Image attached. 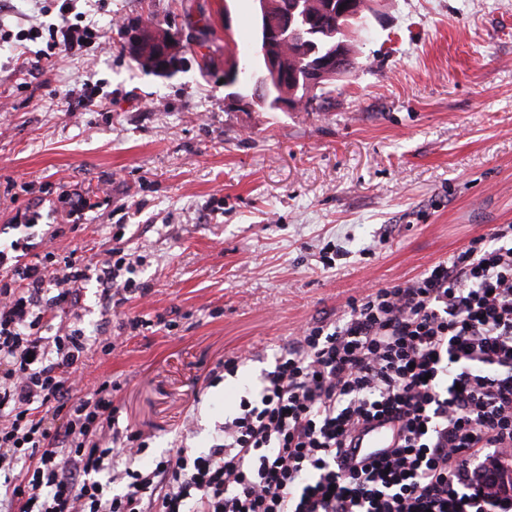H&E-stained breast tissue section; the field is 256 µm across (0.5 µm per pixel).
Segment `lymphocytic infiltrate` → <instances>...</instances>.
Masks as SVG:
<instances>
[{
  "label": "lymphocytic infiltrate",
  "instance_id": "f902f5d3",
  "mask_svg": "<svg viewBox=\"0 0 512 512\" xmlns=\"http://www.w3.org/2000/svg\"><path fill=\"white\" fill-rule=\"evenodd\" d=\"M92 33L49 26L38 58ZM0 266V512H512L484 472L512 460V224L307 326L210 448L149 469L117 384L83 378L89 352L116 344L80 326L76 254ZM135 266L125 254L98 269L106 305L148 295ZM384 416L397 444L351 467L355 433Z\"/></svg>",
  "mask_w": 512,
  "mask_h": 512
}]
</instances>
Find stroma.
Returning <instances> with one entry per match:
<instances>
[{"label": "stroma", "instance_id": "1", "mask_svg": "<svg viewBox=\"0 0 512 512\" xmlns=\"http://www.w3.org/2000/svg\"><path fill=\"white\" fill-rule=\"evenodd\" d=\"M61 4L0 0V29L59 23ZM73 6L99 31L124 28L48 71L32 63L44 39L0 42V251L29 222L30 255L74 248L95 266L119 232L139 256L151 293L119 316L166 324L93 353L85 376L119 383L121 422L149 438L141 466L208 448L308 324L512 224V0H375L363 63L322 112L227 98L250 0ZM151 18L184 46L173 75L121 50ZM79 298L86 335L118 334L95 280ZM230 357L235 372L204 384Z\"/></svg>", "mask_w": 512, "mask_h": 512}]
</instances>
